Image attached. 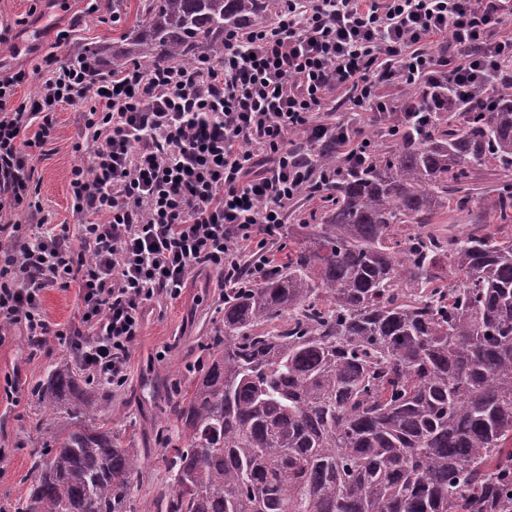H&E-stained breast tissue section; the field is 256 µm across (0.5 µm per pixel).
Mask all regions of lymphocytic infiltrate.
<instances>
[{"mask_svg":"<svg viewBox=\"0 0 512 512\" xmlns=\"http://www.w3.org/2000/svg\"><path fill=\"white\" fill-rule=\"evenodd\" d=\"M439 33L448 45L435 53L427 42ZM46 61L36 94L16 106L26 72L0 76V326L66 343L117 392L147 305L178 299L202 268L227 284L245 259L252 282L264 279L301 190L333 182L299 165L292 134L335 141L351 166L369 146L328 103L404 113L388 93L403 82L442 92L426 117L469 101L512 67V0H288L275 19L225 36L217 62L111 72L82 51ZM69 107L88 153L70 172L74 226L48 223L33 183V150ZM19 210L27 223L11 222ZM73 285L80 313L63 326L42 297Z\"/></svg>","mask_w":512,"mask_h":512,"instance_id":"obj_1","label":"lymphocytic infiltrate"}]
</instances>
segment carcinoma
Returning a JSON list of instances; mask_svg holds the SVG:
<instances>
[{"label": "carcinoma", "mask_w": 512, "mask_h": 512, "mask_svg": "<svg viewBox=\"0 0 512 512\" xmlns=\"http://www.w3.org/2000/svg\"><path fill=\"white\" fill-rule=\"evenodd\" d=\"M280 6L139 0L112 70L219 58ZM392 126L350 169L334 143L299 148L336 183L268 278L224 287V329L171 404L156 512H512V184L449 185L512 169V73ZM37 394L68 421L15 512H134L142 449L89 424L112 393L66 360ZM506 182H512L511 170L479 167L473 169L468 178L455 185L464 188L473 197H483L494 195L495 190Z\"/></svg>", "instance_id": "carcinoma-1"}]
</instances>
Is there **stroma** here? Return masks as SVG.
Masks as SVG:
<instances>
[{
  "label": "stroma",
  "mask_w": 512,
  "mask_h": 512,
  "mask_svg": "<svg viewBox=\"0 0 512 512\" xmlns=\"http://www.w3.org/2000/svg\"><path fill=\"white\" fill-rule=\"evenodd\" d=\"M88 0H0V72L25 70L27 82L17 87L15 103L32 98L39 83L38 68L48 53L64 58L67 53L101 46H120L136 22L139 0H98L97 11L87 9ZM68 31L63 44H56L59 31ZM82 119L77 110L58 112L54 138L44 145L35 162L38 199L53 224H75L69 175L85 161L78 150ZM222 284L216 273L192 274L179 299L151 306L130 359V378L125 389L113 393L107 413L113 429L139 441L146 450L135 480V512H147L151 488L166 477L164 455L174 435L175 418L170 404L185 384L187 369L197 367L206 354L209 336L223 325ZM0 343V385L13 380L16 398L0 393V506L22 504L35 474L32 458L48 442L52 425L42 422L36 388L55 362L69 358L66 344L51 340L32 346L19 327L5 330Z\"/></svg>",
  "instance_id": "1"
}]
</instances>
